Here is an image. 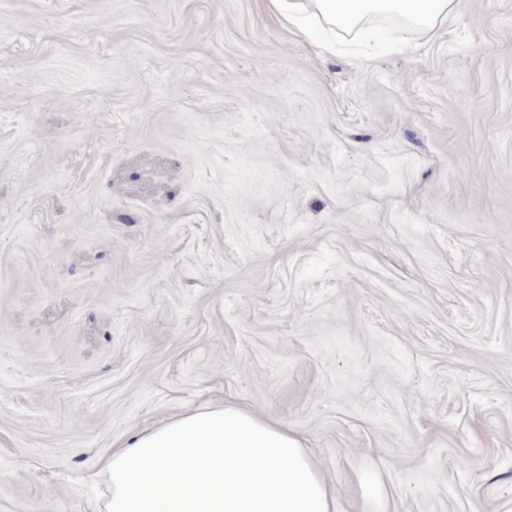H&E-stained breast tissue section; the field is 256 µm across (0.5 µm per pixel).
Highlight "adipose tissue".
I'll list each match as a JSON object with an SVG mask.
<instances>
[{
    "instance_id": "obj_1",
    "label": "adipose tissue",
    "mask_w": 512,
    "mask_h": 512,
    "mask_svg": "<svg viewBox=\"0 0 512 512\" xmlns=\"http://www.w3.org/2000/svg\"><path fill=\"white\" fill-rule=\"evenodd\" d=\"M286 26L352 30L393 16L431 32L462 0H268ZM101 512H342L288 427L234 405L208 404L140 430L100 456Z\"/></svg>"
}]
</instances>
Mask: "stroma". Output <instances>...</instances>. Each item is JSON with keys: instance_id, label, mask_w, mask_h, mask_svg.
Here are the masks:
<instances>
[{"instance_id": "35a3bbf8", "label": "stroma", "mask_w": 512, "mask_h": 512, "mask_svg": "<svg viewBox=\"0 0 512 512\" xmlns=\"http://www.w3.org/2000/svg\"><path fill=\"white\" fill-rule=\"evenodd\" d=\"M369 28L0 0V512L220 402L344 512L512 501V0Z\"/></svg>"}]
</instances>
